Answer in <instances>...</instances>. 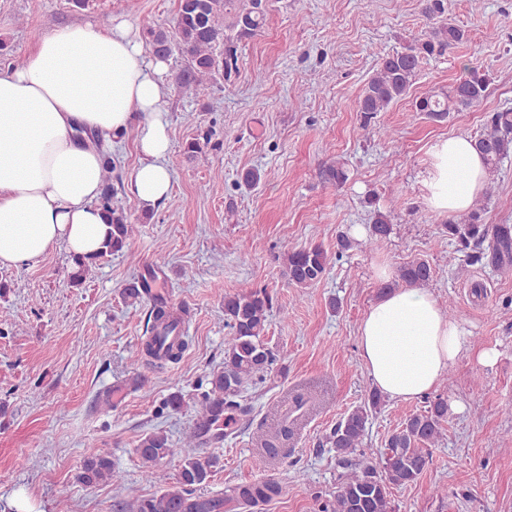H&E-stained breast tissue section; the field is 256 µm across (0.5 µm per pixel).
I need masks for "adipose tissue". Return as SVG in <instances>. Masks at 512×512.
Returning a JSON list of instances; mask_svg holds the SVG:
<instances>
[{"label": "adipose tissue", "mask_w": 512, "mask_h": 512, "mask_svg": "<svg viewBox=\"0 0 512 512\" xmlns=\"http://www.w3.org/2000/svg\"><path fill=\"white\" fill-rule=\"evenodd\" d=\"M165 65L147 59L123 19L76 22L40 39L23 66L0 75V266L20 268L58 247L77 258L100 248L105 153L135 132L131 185L153 209L172 188ZM488 172L467 135L437 139L420 174L439 214L467 211ZM360 358L373 387L411 401L440 387L468 348V332L423 288L381 295L359 329Z\"/></svg>", "instance_id": "adipose-tissue-1"}]
</instances>
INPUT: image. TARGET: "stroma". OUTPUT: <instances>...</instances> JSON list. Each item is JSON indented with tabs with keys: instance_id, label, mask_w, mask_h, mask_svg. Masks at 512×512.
Instances as JSON below:
<instances>
[{
	"instance_id": "1",
	"label": "stroma",
	"mask_w": 512,
	"mask_h": 512,
	"mask_svg": "<svg viewBox=\"0 0 512 512\" xmlns=\"http://www.w3.org/2000/svg\"><path fill=\"white\" fill-rule=\"evenodd\" d=\"M178 0H0V74L13 57H28L55 27L110 23L120 16L136 30L171 26ZM449 19L468 32L465 42L425 62L411 96L362 127L361 90L377 52L400 49L428 25L421 0H274L263 31L238 49L231 81L178 85L187 67L180 52L166 60L173 172L170 198L144 214L131 189L138 162L133 137L112 148L113 202L136 226L128 249L97 262L81 285L57 249L24 267H0V512H121L124 502L149 498L176 482L180 462L160 465V482L142 481L140 439L160 431L180 442L196 422V402L224 367V296L267 289L275 305L265 340L277 363L249 386L250 416L211 426L200 451L219 458L212 478L195 493L208 498L227 487L274 477L281 496L268 503L226 505L224 512H320L336 489L341 468L326 434L367 401L371 381L358 350V327L378 299L379 263L392 270L420 257L434 275L429 291L440 304L456 302V319L469 331V349L450 371V422L432 447L428 469L394 489L396 512H512V279L491 267L462 273L446 236V218L426 208L418 174L434 139L477 137L488 112L512 107V0H448ZM491 77L480 106L442 123L417 114L413 97L448 87L464 66ZM203 142L194 157L186 142ZM343 160L339 189L325 184L323 167ZM223 179H213L215 169ZM260 170L246 188L240 174ZM493 178L496 193L485 220L512 224V157ZM376 197L393 224L379 250L358 247L335 261L314 287L288 284L281 255L315 244L335 251L336 236L368 226L367 197ZM153 268L165 294L184 307L188 348L179 363L157 367L141 357L147 308L128 304L122 290ZM484 286L475 295L471 285ZM493 348V365L477 354ZM180 393L179 411L165 408ZM309 407L287 454L266 468L255 463V437L276 431L295 395ZM423 399H383L369 418L364 447L379 452L387 437ZM105 455L125 483L86 485L87 457ZM448 488L435 496V486Z\"/></svg>"
}]
</instances>
